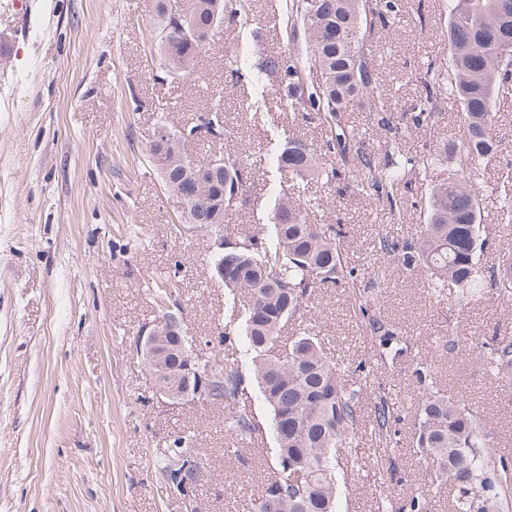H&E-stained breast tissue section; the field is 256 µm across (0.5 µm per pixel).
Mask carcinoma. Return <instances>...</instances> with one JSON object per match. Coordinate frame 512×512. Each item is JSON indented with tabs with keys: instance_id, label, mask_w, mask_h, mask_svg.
<instances>
[{
	"instance_id": "obj_1",
	"label": "carcinoma",
	"mask_w": 512,
	"mask_h": 512,
	"mask_svg": "<svg viewBox=\"0 0 512 512\" xmlns=\"http://www.w3.org/2000/svg\"><path fill=\"white\" fill-rule=\"evenodd\" d=\"M179 13L167 15L166 0H154L155 23L150 48L164 61L165 74L181 81L194 72L198 59L217 27L229 16L246 20L250 0H175ZM399 12L398 0H291L285 25L286 49L267 55L255 69L247 68L249 48L231 47V82L245 78L256 84L267 80L277 87L279 101L309 123L329 127L325 152L341 157L344 167L356 172V189L370 202L386 205L403 217L413 191L428 187L427 221L403 235L379 231L378 252L391 264L416 272L427 282L428 294L464 308L491 293L499 300L512 298V249L500 250L494 263H482L488 226L481 223L478 197L472 184L486 166L503 152L505 135L497 124L501 107L512 103V59L499 54L512 45V0H448L449 65L434 63L419 72L421 95L403 125L421 127L435 121L445 101L458 104L466 129L464 142L445 146L450 159L448 177L434 183L432 152L412 155L402 148L401 128L387 142L381 160L369 150L346 113L369 107L378 122H394L387 98L380 91L379 73L367 46L366 32L385 30ZM223 113L212 109L199 114L192 125L174 134L172 144H150L148 157L165 190L180 195L195 180L209 191L182 200V224H222L229 211L255 202L248 182L246 157H224V173L206 168L207 158L195 154L202 140H224ZM271 173L279 182L292 183L303 193L309 178L329 184L342 179L337 169L319 163L316 150L290 137L271 157ZM498 200L495 227L512 229V182L491 188ZM311 200L275 199L266 237L224 233V248L216 254L224 266L225 308L228 320L218 333L219 345L241 336L250 355L248 371L239 369L229 350L198 357L202 367L221 365L224 381L213 389L208 405H224V426L242 439L263 435L246 404V385L253 379L270 411L275 439V475L261 494L248 500V512H338L339 475L355 471L349 457L359 436L370 430L386 452L394 447L391 428L400 420L396 398L380 392L365 409L357 381L326 352L321 338L304 323V310L316 289H352L351 308L364 323L377 360L394 365L408 351L406 329L377 308L376 299L356 291L359 275L373 283L390 278L387 266H370L358 273L344 249L350 231L342 224H312ZM177 282L160 290L161 318L178 320V303H166ZM298 322L299 335L278 350L286 323ZM470 343L476 359L503 386H512V329L496 326L490 336L465 339L448 329L432 340L433 352L452 354L462 341ZM170 389L187 387L182 348L168 341L163 358ZM413 376L421 390L412 447L426 463L427 480L448 484L455 512H501L512 500V457L496 449V434L476 418L461 399L435 388L436 372L428 359L418 360ZM193 444L184 432L169 441L161 458L164 478H170L171 457Z\"/></svg>"
}]
</instances>
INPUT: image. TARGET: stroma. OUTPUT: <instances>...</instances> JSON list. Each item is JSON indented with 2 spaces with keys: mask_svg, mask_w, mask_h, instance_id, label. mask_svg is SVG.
<instances>
[{
  "mask_svg": "<svg viewBox=\"0 0 512 512\" xmlns=\"http://www.w3.org/2000/svg\"><path fill=\"white\" fill-rule=\"evenodd\" d=\"M251 3L262 35L250 57L255 64L283 50L276 19L287 9L286 0ZM422 3L429 7L424 32L417 25ZM153 19L152 0H35L23 23L13 0H0V512H186L158 466L180 432L197 438L202 512H241V493L258 492L274 472L272 435L257 442L265 456L240 465L224 434L223 408L162 402L133 350L140 326L158 315L156 285L172 270L180 272L183 330L197 352L216 346L225 316L224 285L207 267L215 229L179 223L183 205L163 189L146 150L157 122L179 130L220 105L228 139L199 142L196 150L247 153L260 202L230 211L227 223L262 235L283 192L271 179L270 150L289 136L319 148L325 129L280 105L273 84L226 82L225 50L249 36L236 22L219 30L194 75L165 79L149 49ZM447 20L448 0H400L391 28L369 37L381 88L396 110L418 98L421 63L447 66ZM258 100L264 107L255 117L250 106ZM457 112L451 103L433 125L403 129L405 151L463 142ZM497 117L507 148L476 185L486 224L494 212L491 185L512 175V106ZM309 192L321 199L311 222L353 228L352 264H386L372 243L390 221L385 206L320 180ZM377 293L382 311L410 332L415 353L449 328L488 336L495 323L512 320V305L500 301L463 309L436 302L405 271ZM308 318L331 357L352 370L373 367L402 406L391 460L374 463L370 441L356 442L360 470L339 481L338 512H377L382 493H413L428 512H449L447 486L424 481L425 466L411 448L421 395L407 361L376 366L341 290L319 291ZM436 371L438 389L469 403L491 421L499 447L512 449V387L500 386L464 349L437 357Z\"/></svg>",
  "mask_w": 512,
  "mask_h": 512,
  "instance_id": "stroma-1",
  "label": "stroma"
}]
</instances>
